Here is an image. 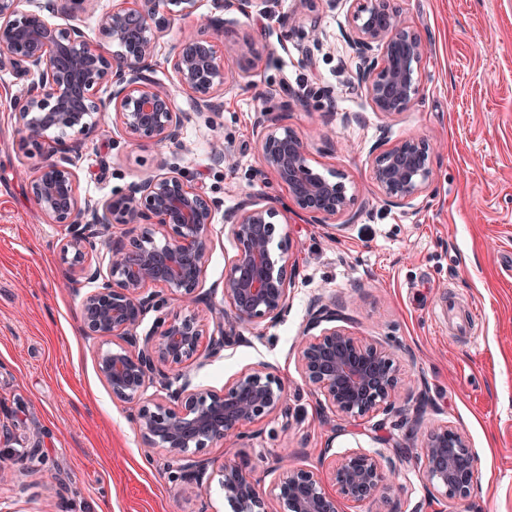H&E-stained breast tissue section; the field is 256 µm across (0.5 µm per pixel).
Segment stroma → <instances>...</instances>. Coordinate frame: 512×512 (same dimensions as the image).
<instances>
[{
  "label": "stroma",
  "mask_w": 512,
  "mask_h": 512,
  "mask_svg": "<svg viewBox=\"0 0 512 512\" xmlns=\"http://www.w3.org/2000/svg\"><path fill=\"white\" fill-rule=\"evenodd\" d=\"M409 26L430 45L419 72L422 96L388 123L373 112L363 89L339 83L351 50L346 9L322 14L324 48L305 58L297 49L310 13L281 0L275 14L224 11L223 29L203 27L212 0H199L158 47L189 31L217 44L239 73L219 118L197 117L184 131L189 162L203 192L217 201L212 251L202 289H217L234 243L224 213L242 192L264 182L271 200L287 194L261 172L252 132L269 89L284 86L305 96L288 113L289 126L308 144L310 165L336 170L366 207L339 238L289 214L294 275L289 312L280 324L249 331L220 356L192 364L194 384L214 390L243 369L272 364L288 389L286 415L253 425L235 445L234 461L261 472L280 448L316 468L321 450L355 445L393 455L420 454L427 429H462L478 454L477 482L468 498H434L421 472L396 462L386 496L345 512H512V0H394ZM296 24H289V17ZM265 65L251 69L247 50ZM334 87L336 110L322 95ZM13 75L0 71V466L14 473L0 486V512H232L218 481L204 489L181 482V461L160 450L145 456L129 407L113 400L95 361L104 339L85 335L80 302L88 285H65L59 244L64 227L37 213L23 169L38 158L16 149ZM353 114V122L342 119ZM416 137L435 148L429 193L403 208L379 198L371 152L381 136ZM82 149L73 158L79 191L95 199L155 172L169 151L149 143L113 141L71 131ZM232 146L237 164L214 165L212 145ZM335 295L348 305L352 331L390 348L400 364L399 400L422 406L421 420L383 413L354 426L323 417L300 373L293 347L311 300ZM38 446L37 458L26 450Z\"/></svg>",
  "instance_id": "1"
}]
</instances>
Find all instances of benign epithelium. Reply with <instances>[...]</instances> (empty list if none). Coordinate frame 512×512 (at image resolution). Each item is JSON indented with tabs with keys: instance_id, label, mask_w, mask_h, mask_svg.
Instances as JSON below:
<instances>
[{
	"instance_id": "7a95c632",
	"label": "benign epithelium",
	"mask_w": 512,
	"mask_h": 512,
	"mask_svg": "<svg viewBox=\"0 0 512 512\" xmlns=\"http://www.w3.org/2000/svg\"><path fill=\"white\" fill-rule=\"evenodd\" d=\"M342 1L348 3L346 38L356 60L345 82L365 87L373 111L391 121L419 98L417 74L429 45L391 0H297L308 12L333 11ZM28 2L31 9L22 10L19 0H0V71L18 80L12 99L17 148L27 157H43L31 181L33 199L50 223L66 227L60 253L67 281L82 278L93 285L82 298L80 320L91 334L113 340V347L96 353L101 379L116 399L139 405L133 422L147 452L181 456L185 478L199 488L211 477L209 461L199 453L285 414L288 393L267 363L250 367L220 391L193 385L181 368L243 341L246 329L274 326L288 315L290 257L283 227L288 210L341 232L359 220L363 203L348 189L345 174L331 170L325 176L310 167L305 143L284 123L290 100L281 101L278 113L257 112L262 167L287 190L292 208L263 203L257 191L225 212L235 253L224 270V307L210 310L214 327L206 328L196 310L208 301L198 287L210 258L216 203L195 186L188 164L165 159L160 173L93 200L80 194L72 169V155L81 145L64 139L76 128L108 140L118 131L133 142L166 145L186 160L183 129L196 116L219 115L224 95L238 86L214 42L191 32L170 45L165 62L195 110L178 109L153 77L170 20L191 14L197 0H122L99 15L96 40L73 23L95 0ZM59 16L69 23H49ZM104 84L112 87L106 100L98 97ZM109 110L112 121L93 118ZM373 153L372 179L385 205L404 207L432 186L426 140L385 138ZM116 224L126 227L119 237L112 234ZM97 254L107 260L106 268L92 265ZM165 290L180 297L184 311L164 310ZM344 309L334 299H313L295 344L305 381L339 419L355 422L380 410L407 415V408L392 400L399 380L394 355L355 336L345 326L350 317ZM150 311L156 317L143 333ZM152 384L165 394L146 397ZM292 456L289 448L274 454L276 477L268 491L263 477L236 463L222 464L219 483L233 512H340L342 502L383 493L386 471L393 467L390 458L363 448L339 455L325 448L321 472L295 465ZM419 462L434 496L461 499L474 488L476 454L456 428L430 430Z\"/></svg>"
}]
</instances>
